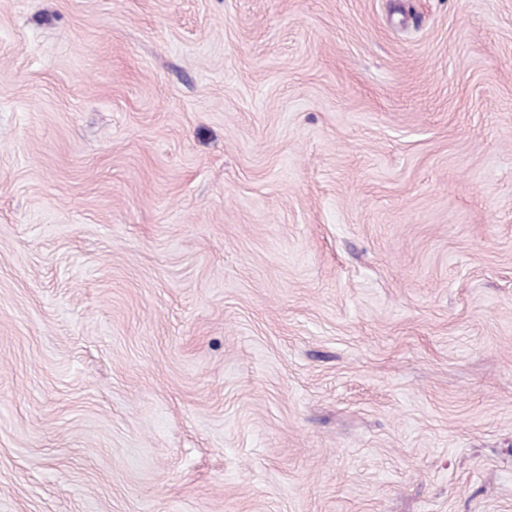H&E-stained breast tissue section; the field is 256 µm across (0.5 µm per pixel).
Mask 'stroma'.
<instances>
[{"label":"stroma","instance_id":"35a3bbf8","mask_svg":"<svg viewBox=\"0 0 512 512\" xmlns=\"http://www.w3.org/2000/svg\"><path fill=\"white\" fill-rule=\"evenodd\" d=\"M0 512H512V0H0Z\"/></svg>","mask_w":512,"mask_h":512}]
</instances>
